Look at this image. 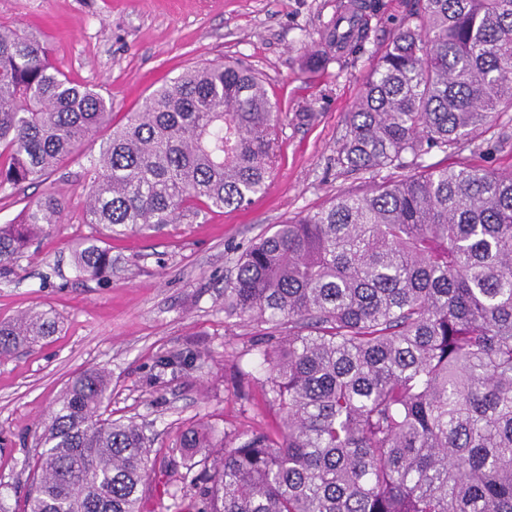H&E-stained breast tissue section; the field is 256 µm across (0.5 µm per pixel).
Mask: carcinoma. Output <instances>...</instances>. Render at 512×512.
<instances>
[{
	"mask_svg": "<svg viewBox=\"0 0 512 512\" xmlns=\"http://www.w3.org/2000/svg\"><path fill=\"white\" fill-rule=\"evenodd\" d=\"M368 5L343 0L308 53L361 52ZM512 111V0H423L376 52L338 150L349 171L413 169L288 219L236 259L224 309L267 326L271 430L179 440L198 512H512V174L421 160ZM279 108L239 62L192 68L126 122L72 83L39 37L0 26V190L41 183L107 130L87 169L76 277H112L108 240L158 232L264 191ZM48 193L0 225V278L58 223ZM58 327L49 310L0 322V356ZM110 375L67 385L41 437L24 512H141L151 444L108 413Z\"/></svg>",
	"mask_w": 512,
	"mask_h": 512,
	"instance_id": "1",
	"label": "carcinoma"
}]
</instances>
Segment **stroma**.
Segmentation results:
<instances>
[{"label":"stroma","mask_w":512,"mask_h":512,"mask_svg":"<svg viewBox=\"0 0 512 512\" xmlns=\"http://www.w3.org/2000/svg\"><path fill=\"white\" fill-rule=\"evenodd\" d=\"M340 0H0V25L36 31L51 62L75 84L112 98L122 121L145 96L189 68L239 59L264 80L281 111L277 158L264 193L240 209L202 211L157 233L112 240L108 282L79 281L73 248L93 234L83 215L86 154L66 159L47 183L0 192V224L53 190L66 207L0 281V321L30 309L53 310L58 328L43 345L0 357V505L23 512L29 462L68 382L92 369L112 377L113 418H131L150 438L152 473L143 512H196L191 492L163 493L182 471L175 445L198 424L216 437L273 427L280 412L265 395L260 329L224 309V287L239 249L271 225L361 193L371 174L337 162L348 114L363 91L376 48L415 14L418 0H371L363 54L311 70L317 44ZM425 163L465 162L512 172V112L485 134ZM191 355L192 366L161 369L162 358Z\"/></svg>","instance_id":"obj_1"}]
</instances>
